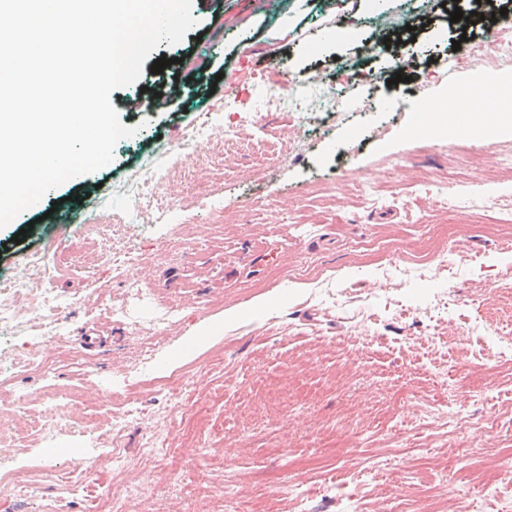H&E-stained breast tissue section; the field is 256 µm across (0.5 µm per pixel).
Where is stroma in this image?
I'll use <instances>...</instances> for the list:
<instances>
[{
  "label": "stroma",
  "mask_w": 512,
  "mask_h": 512,
  "mask_svg": "<svg viewBox=\"0 0 512 512\" xmlns=\"http://www.w3.org/2000/svg\"><path fill=\"white\" fill-rule=\"evenodd\" d=\"M410 10L409 0L376 9L364 0H194L198 24L177 48L183 68L221 71L217 85H184L176 113L121 112L136 133L117 143L109 165L51 189L0 229V280L29 253H43L66 300L60 334L42 347L52 374H14L0 390V415L23 425L63 418L72 428L50 444L31 431L0 441L10 463L0 469V512H93L95 494L111 512L129 485L137 496L128 512H225L239 493L272 512H389L397 503L406 512H499L498 499L478 493L471 477L512 473L502 453L512 445V364L498 361L501 341L512 338V254L479 215L512 201V181L499 182L492 160L512 150V132L479 141L465 129L421 137L411 129L415 102L481 76H512V64L489 65L485 29L450 23L442 0H420L425 27L398 36ZM350 26L357 37L336 41ZM387 37L391 47L375 49ZM454 52L465 66L449 73ZM342 68L360 78L339 91L325 78ZM397 68L406 80L393 86ZM275 70L283 85L261 83ZM299 83L302 109L313 115L302 144L284 112L263 113L261 129L225 144L231 113L254 111L273 93L288 97ZM335 97L343 113L326 116ZM206 123L211 138L152 189L167 221L123 227L119 247L141 261L113 276L86 216L144 158L179 148L189 128ZM472 153L483 162L469 163ZM393 155L402 168L387 166ZM363 184L384 188L383 200H365ZM78 190L82 206L70 222L44 220ZM448 224L466 229L448 245L457 254L449 272L379 278L393 251L407 263L428 258ZM287 267L302 278L279 282ZM134 283L143 299L132 296ZM98 285L111 311L95 308ZM161 307L174 317L160 326ZM228 310L234 321H225ZM209 325L213 333L201 335ZM151 336V357L125 374ZM374 336L383 344L371 345ZM80 345L91 361L85 370L69 356ZM447 370L456 377L450 407L467 421L469 445L460 450L453 425L427 411L432 380ZM175 377L190 384L201 414L184 412L169 392ZM272 379L283 387L276 399L264 391ZM54 388L72 400L54 407ZM90 411L101 428L89 443L77 430ZM122 414L128 422L113 435L108 424ZM388 416L406 433L380 427ZM157 432L168 452L150 459L143 444ZM344 432L353 446H334ZM48 457L71 471L73 484L45 478ZM14 466L28 472L33 496L11 493Z\"/></svg>",
  "instance_id": "stroma-1"
}]
</instances>
